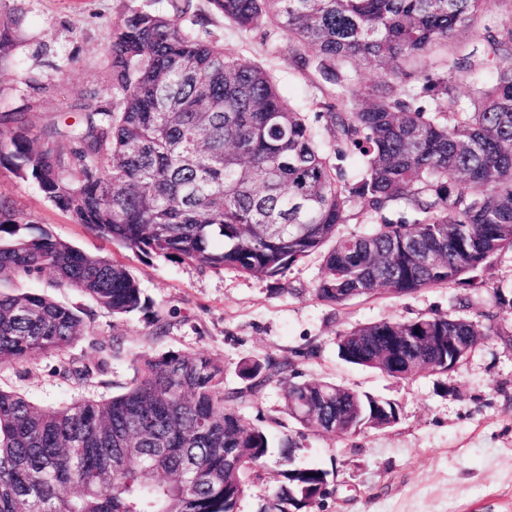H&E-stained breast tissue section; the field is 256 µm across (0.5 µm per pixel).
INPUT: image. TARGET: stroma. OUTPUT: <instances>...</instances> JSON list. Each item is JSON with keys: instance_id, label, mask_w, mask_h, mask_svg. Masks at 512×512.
Segmentation results:
<instances>
[{"instance_id": "1", "label": "stroma", "mask_w": 512, "mask_h": 512, "mask_svg": "<svg viewBox=\"0 0 512 512\" xmlns=\"http://www.w3.org/2000/svg\"><path fill=\"white\" fill-rule=\"evenodd\" d=\"M167 0H0V18L17 21L18 45L0 61V113L29 110L33 123L74 118L81 94L96 89L102 103L112 90L106 55L112 29L131 11H164ZM174 23L223 45L242 62L275 78L281 94L308 112L341 104L346 85L370 86L380 75L370 65H343L345 86L291 65L292 48L277 23L245 32L225 21L211 0H191ZM512 25V0H484L463 37L465 51L483 47L486 28ZM0 200L36 231L83 252L126 265L138 279L147 311L112 316L81 292L56 287L50 272L17 277L13 285L85 310L89 332L61 351L20 364L0 365V389L38 407L82 399H108L133 377L141 354L181 351L205 355L224 367V385L240 386L248 358L288 359L305 380L333 381L393 401V426L353 436L302 431L282 411L272 385L241 409L244 424L265 425L296 439L295 463L328 473V493L314 512H512V314L501 313L496 335L485 337L452 372H421L408 379L347 364L336 338L351 328L382 320L453 315L481 320L497 310L496 296L512 299V253L494 265L486 287L428 288L396 296L378 293L336 307L318 300L321 259L313 255L274 279L233 268L203 269L155 254L145 255L99 237L57 209L37 185L0 164ZM121 337L125 352L89 379L63 377L61 366L95 364L100 343Z\"/></svg>"}]
</instances>
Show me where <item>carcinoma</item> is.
I'll list each match as a JSON object with an SVG mask.
<instances>
[{"mask_svg": "<svg viewBox=\"0 0 512 512\" xmlns=\"http://www.w3.org/2000/svg\"><path fill=\"white\" fill-rule=\"evenodd\" d=\"M243 31L277 22L301 72L329 82L345 63L386 76L351 87L338 109L313 114L287 103L268 70L178 27L163 11L134 10L112 30V101L78 104L81 119L36 127L27 113H0V164L34 181L45 197L92 233L143 254L202 268L282 275L323 253L315 288L341 306L377 292L479 287L512 253V27L487 31L488 81L470 106L447 113L448 73L476 71L472 54L448 57L482 0H211ZM13 20L0 22V59L13 50ZM422 64L419 92L400 85ZM430 104H418L422 96ZM331 149L322 148L324 138ZM67 139L70 150L58 148ZM362 156L353 183L342 163ZM372 213L362 234L337 235L356 205ZM406 211L411 224L386 213ZM20 214L0 202V283L49 271L60 288L116 316L148 310L122 264L46 233L24 234ZM451 315L359 325L337 338L343 361L392 377L435 358L462 363L495 331ZM88 332L81 311L29 292L0 291V364L35 360ZM369 336H412L384 357ZM95 366L62 368L84 379L120 356L118 336L99 344ZM126 390L101 401L37 408L0 390V512H237L249 483L263 479L273 440L243 424L240 407L272 384L285 413L311 432L355 435L398 420L397 405L331 382L300 380L293 363L246 359L242 385L224 388V367L200 354L135 358ZM142 452L112 463L115 439ZM194 460V472L182 467ZM323 471L281 472L258 512H301L320 500Z\"/></svg>", "mask_w": 512, "mask_h": 512, "instance_id": "cac0c4a2", "label": "carcinoma"}]
</instances>
